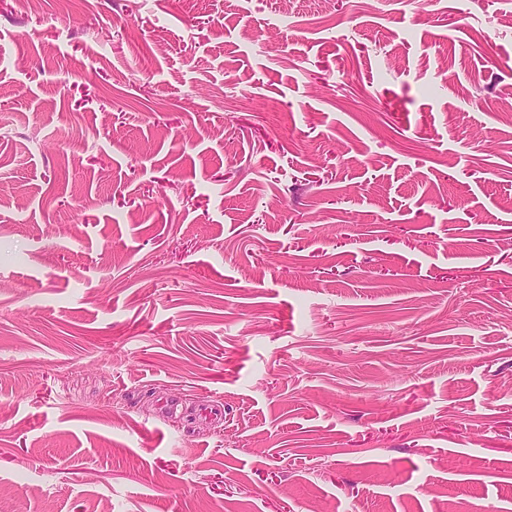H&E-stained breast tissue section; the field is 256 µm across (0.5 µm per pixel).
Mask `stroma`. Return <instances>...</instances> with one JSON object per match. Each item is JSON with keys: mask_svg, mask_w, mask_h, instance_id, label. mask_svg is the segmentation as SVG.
Segmentation results:
<instances>
[{"mask_svg": "<svg viewBox=\"0 0 512 512\" xmlns=\"http://www.w3.org/2000/svg\"><path fill=\"white\" fill-rule=\"evenodd\" d=\"M0 191V512H512V0H0Z\"/></svg>", "mask_w": 512, "mask_h": 512, "instance_id": "stroma-1", "label": "stroma"}]
</instances>
